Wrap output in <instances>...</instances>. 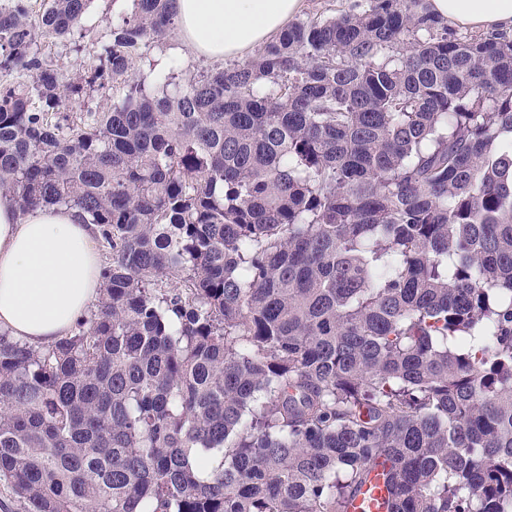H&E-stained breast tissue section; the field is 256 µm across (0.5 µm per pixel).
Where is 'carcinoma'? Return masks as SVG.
I'll return each instance as SVG.
<instances>
[{
    "label": "carcinoma",
    "instance_id": "obj_1",
    "mask_svg": "<svg viewBox=\"0 0 512 512\" xmlns=\"http://www.w3.org/2000/svg\"><path fill=\"white\" fill-rule=\"evenodd\" d=\"M33 2L0 0V193L109 259L71 336L0 331L22 512H348L374 479L512 512V38L366 0L134 74L176 12L132 0L67 75L35 46L81 51L92 0Z\"/></svg>",
    "mask_w": 512,
    "mask_h": 512
}]
</instances>
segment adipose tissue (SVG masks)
<instances>
[{
    "mask_svg": "<svg viewBox=\"0 0 512 512\" xmlns=\"http://www.w3.org/2000/svg\"><path fill=\"white\" fill-rule=\"evenodd\" d=\"M431 14L475 31L512 30V0H428ZM305 0H176L181 43L216 62L278 34ZM96 230L78 211L42 206L20 214L0 194V328L36 348L71 335L102 281Z\"/></svg>",
    "mask_w": 512,
    "mask_h": 512,
    "instance_id": "obj_1",
    "label": "adipose tissue"
}]
</instances>
